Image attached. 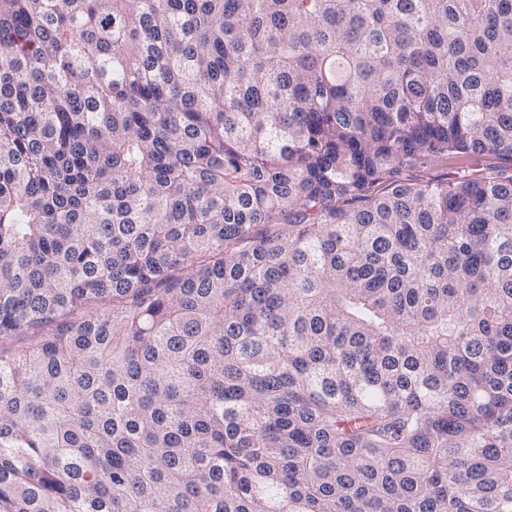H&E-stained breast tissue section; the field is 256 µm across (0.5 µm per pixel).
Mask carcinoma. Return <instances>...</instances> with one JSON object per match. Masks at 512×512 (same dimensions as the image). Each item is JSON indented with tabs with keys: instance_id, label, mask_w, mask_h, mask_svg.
<instances>
[{
	"instance_id": "carcinoma-1",
	"label": "carcinoma",
	"mask_w": 512,
	"mask_h": 512,
	"mask_svg": "<svg viewBox=\"0 0 512 512\" xmlns=\"http://www.w3.org/2000/svg\"><path fill=\"white\" fill-rule=\"evenodd\" d=\"M482 156L512 0H0V512H512Z\"/></svg>"
}]
</instances>
